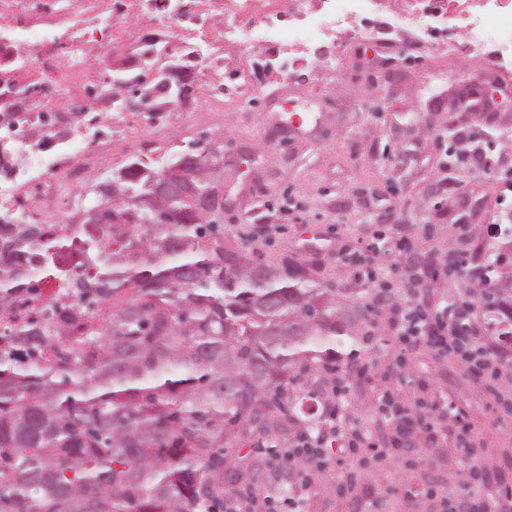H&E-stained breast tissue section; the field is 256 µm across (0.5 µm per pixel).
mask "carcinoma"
Listing matches in <instances>:
<instances>
[{
    "instance_id": "cac0c4a2",
    "label": "carcinoma",
    "mask_w": 512,
    "mask_h": 512,
    "mask_svg": "<svg viewBox=\"0 0 512 512\" xmlns=\"http://www.w3.org/2000/svg\"><path fill=\"white\" fill-rule=\"evenodd\" d=\"M186 148L162 169L125 165L96 185V223L66 237L0 221V512H224L240 471L230 450L279 420L309 437L336 419L326 378L365 372L353 346L374 339L373 305L348 304L302 264L260 261L224 243V184ZM165 179L164 218L126 190ZM512 264L473 268L466 296L512 339ZM53 282L44 293L39 284Z\"/></svg>"
}]
</instances>
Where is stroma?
I'll return each mask as SVG.
<instances>
[{"label": "stroma", "mask_w": 512, "mask_h": 512, "mask_svg": "<svg viewBox=\"0 0 512 512\" xmlns=\"http://www.w3.org/2000/svg\"><path fill=\"white\" fill-rule=\"evenodd\" d=\"M249 78L255 88L249 104L213 100L176 115L169 126H140L105 155L75 207L93 206L94 184L135 157L158 170L189 144H216L224 148L225 240L234 246L243 231H257L263 258L296 259L347 300L366 301V288L386 281L401 303L442 308L460 298L461 280L443 275L415 295L394 267L452 247L481 263L503 248L491 227L512 212V76L435 46L417 57H385L368 31L326 80L277 69H253ZM452 134L468 145L465 157L447 155ZM404 238L414 242L413 252L393 249ZM341 248L366 254L372 278L361 277L352 261H338ZM389 317L386 309L372 316L379 369L349 376L347 410L384 439L391 428L375 409L384 389L411 400L434 393L467 417L479 454L501 482L512 484V414L498 405L512 400V374L497 380L492 395L458 357L422 347L409 354L402 381L384 378L383 366L394 365L400 350ZM465 464L447 443L424 449L412 468L400 455L389 456L364 479L382 492L421 487L436 474L453 491ZM339 479L333 469L315 473L302 512H347Z\"/></svg>", "instance_id": "obj_1"}]
</instances>
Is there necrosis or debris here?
I'll use <instances>...</instances> for the list:
<instances>
[{
	"label": "necrosis or debris",
	"mask_w": 512,
	"mask_h": 512,
	"mask_svg": "<svg viewBox=\"0 0 512 512\" xmlns=\"http://www.w3.org/2000/svg\"><path fill=\"white\" fill-rule=\"evenodd\" d=\"M177 18L175 39L163 34ZM450 21L447 46L462 57L512 70V0H0V134L17 141L26 163L0 169V210L38 224H66L72 188L103 159V143L86 137L91 123L118 133L149 119L166 124L171 111L198 101L248 100L253 91L234 73L226 44L273 46L284 56H309L314 77L363 31L376 30L381 51L419 52L440 37L421 18ZM166 52L196 66L194 96H172L148 117L119 108L120 93L103 64L115 44L144 33ZM333 45L334 53L324 52ZM14 86L48 87L15 102ZM58 143L51 157L42 142Z\"/></svg>",
	"instance_id": "necrosis-or-debris-1"
}]
</instances>
